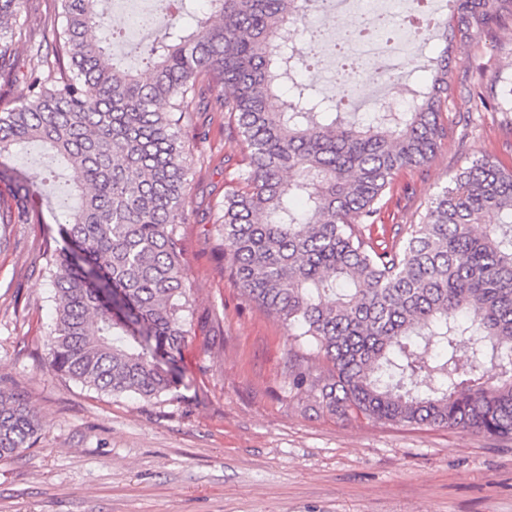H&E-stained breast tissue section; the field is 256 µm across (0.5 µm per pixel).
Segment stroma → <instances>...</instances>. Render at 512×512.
Here are the masks:
<instances>
[{
	"mask_svg": "<svg viewBox=\"0 0 512 512\" xmlns=\"http://www.w3.org/2000/svg\"><path fill=\"white\" fill-rule=\"evenodd\" d=\"M452 84L489 91L512 72V29L454 46ZM448 138L427 166L401 170L381 222L417 223L474 158L512 164V112L453 97ZM205 139L180 225L194 298L179 401L112 397L49 365L54 285L47 224L62 171L30 145L9 164L41 182L44 221L0 224V388L25 395L42 428L0 460V512H512V440L339 416L298 399L288 329L230 276L215 219L244 158L220 112H191Z\"/></svg>",
	"mask_w": 512,
	"mask_h": 512,
	"instance_id": "stroma-1",
	"label": "stroma"
}]
</instances>
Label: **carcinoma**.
<instances>
[{
  "mask_svg": "<svg viewBox=\"0 0 512 512\" xmlns=\"http://www.w3.org/2000/svg\"><path fill=\"white\" fill-rule=\"evenodd\" d=\"M100 2L53 0L50 61L19 23L27 0H0V80L14 77L24 44L33 59L26 93L0 107V182L13 200L0 223H42L40 184L2 162L31 143L62 162L75 198L44 252L52 367L106 395L182 397L192 299L177 228L190 142L203 136L184 118L212 103L247 152L216 218L224 261L306 349L290 359L295 394L334 414L511 439L512 167L473 159L390 244L360 229L379 223L395 175L448 139V53L408 88L407 110L364 124L297 78L318 33L298 45L288 26L322 0H207L190 24L184 0H153L140 22L156 38L139 70L121 63L120 29L110 52L96 38L112 25ZM448 4L439 28L457 44L512 20V0ZM498 82L491 96L512 112V76ZM39 430L28 399L0 389V460Z\"/></svg>",
  "mask_w": 512,
  "mask_h": 512,
  "instance_id": "obj_1",
  "label": "carcinoma"
}]
</instances>
